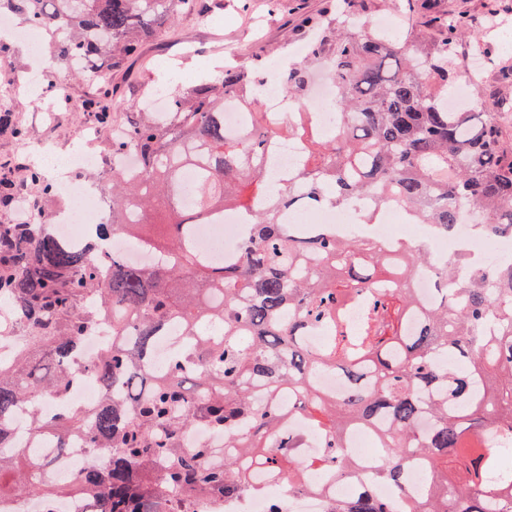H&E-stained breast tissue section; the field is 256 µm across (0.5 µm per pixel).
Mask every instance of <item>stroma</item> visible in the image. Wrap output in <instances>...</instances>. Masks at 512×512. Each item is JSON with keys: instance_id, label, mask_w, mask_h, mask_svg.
Masks as SVG:
<instances>
[{"instance_id": "1", "label": "stroma", "mask_w": 512, "mask_h": 512, "mask_svg": "<svg viewBox=\"0 0 512 512\" xmlns=\"http://www.w3.org/2000/svg\"><path fill=\"white\" fill-rule=\"evenodd\" d=\"M223 0L206 19L180 13L176 22H162L143 40L137 53L112 74L114 96L121 109L133 111L152 87L165 84L164 66H178L180 89L194 86L199 69L221 63L234 54L238 68L254 72L266 62H290L295 48L306 45L309 33L299 29L302 18H319L335 0ZM421 22L439 15H461L480 30L489 51L488 66L472 94L475 101L504 99L512 102V0H417ZM19 122L32 140L54 144L66 152L89 118L64 110L47 115L39 103L18 95L14 106Z\"/></svg>"}]
</instances>
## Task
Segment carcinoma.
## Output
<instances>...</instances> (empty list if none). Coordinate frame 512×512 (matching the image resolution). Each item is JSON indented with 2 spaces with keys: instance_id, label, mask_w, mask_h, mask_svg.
Returning <instances> with one entry per match:
<instances>
[{
  "instance_id": "1",
  "label": "carcinoma",
  "mask_w": 512,
  "mask_h": 512,
  "mask_svg": "<svg viewBox=\"0 0 512 512\" xmlns=\"http://www.w3.org/2000/svg\"><path fill=\"white\" fill-rule=\"evenodd\" d=\"M185 0H0V13L58 36L64 60L81 63L84 79L111 91L112 71L139 40ZM394 37L375 33L371 18L316 21L321 34L305 59L280 83L298 101L314 67L331 60L338 127L314 137L296 112L288 135L305 141L298 176L270 185L263 160L272 132L251 75L227 66L212 82L172 92L171 126L154 112H131L127 138L112 139V156L139 152L145 175L114 177L112 223L88 231L93 248L64 239L48 224H0V310L16 315L24 336L9 369L0 368V480L17 496L52 501L74 490L101 512H195L196 499H231L250 486L249 467L302 477L307 433L285 431L296 410L326 449L316 469L351 476L343 452L355 427L376 431L384 450L374 479L396 489L407 464L420 458L425 487L407 501L384 500L368 489L331 499L326 512H512V262L470 265L455 254L434 272L433 305L418 302L415 272L429 258L405 243L387 249L357 235L338 240L321 229L294 233L279 213L305 200L342 204L364 193L395 197L419 224L446 237L461 209L485 215L476 233L512 238V151L501 143L499 113L484 102L476 112H450L448 56L461 37L483 47L463 16L436 18L430 40L405 3ZM236 99L245 127L224 133V106ZM80 111L100 125L112 113L84 100ZM27 130L0 110V130ZM25 182L42 198L56 186L34 165ZM17 173L0 168V206L11 199ZM192 200L190 209L183 197ZM246 217L248 237L232 266L216 264L193 246V229L224 210ZM121 232L165 254L138 266L107 255ZM363 305L356 324L350 310ZM112 316V345L90 365L80 342ZM312 326L326 336L315 350ZM176 340L166 367L149 368L156 346ZM340 373L346 394L323 392L316 375ZM100 379L105 397L91 409L68 400L78 371ZM58 402L42 417L36 404ZM31 409L30 434L49 435L59 448L81 433L106 462L77 480L38 483L22 471L26 448L11 444V418ZM224 435V466L214 449L186 445L189 432Z\"/></svg>"
}]
</instances>
